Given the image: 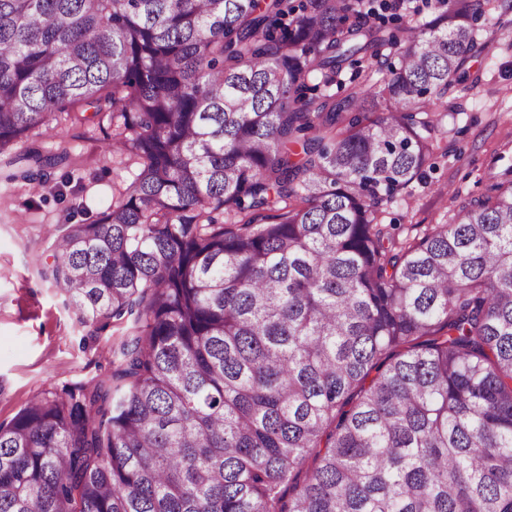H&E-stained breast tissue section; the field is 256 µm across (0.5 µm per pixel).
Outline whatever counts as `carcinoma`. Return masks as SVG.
Wrapping results in <instances>:
<instances>
[{"mask_svg": "<svg viewBox=\"0 0 512 512\" xmlns=\"http://www.w3.org/2000/svg\"><path fill=\"white\" fill-rule=\"evenodd\" d=\"M0 0V169L107 122L138 172L41 277L112 372L0 423V512H512V165L382 207L437 147L480 0ZM377 82L342 97L357 64ZM435 1L436 0H395V3L400 6H407L409 3H412V7L414 8H399L396 10H388V11H380L379 12L387 19L396 12L402 16H404L405 20H409L411 18L422 20H430L435 14Z\"/></svg>", "mask_w": 512, "mask_h": 512, "instance_id": "carcinoma-1", "label": "carcinoma"}]
</instances>
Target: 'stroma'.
<instances>
[{
    "instance_id": "1",
    "label": "stroma",
    "mask_w": 512,
    "mask_h": 512,
    "mask_svg": "<svg viewBox=\"0 0 512 512\" xmlns=\"http://www.w3.org/2000/svg\"><path fill=\"white\" fill-rule=\"evenodd\" d=\"M481 25L498 35L469 62L476 83L449 94L447 111L438 115L432 168L383 208L381 222L397 239L430 224L453 223L461 202L486 193L490 162L501 155L512 163V10L488 0ZM28 143L49 156L69 150L70 159L53 168L37 191L22 178L0 181V423L37 395L109 375V349L125 332L111 325L89 335L40 270L62 226L107 210L134 178L137 164L106 152L92 121L64 120L34 130Z\"/></svg>"
}]
</instances>
